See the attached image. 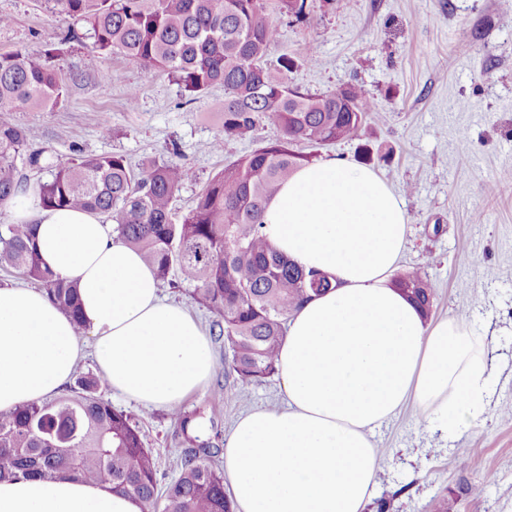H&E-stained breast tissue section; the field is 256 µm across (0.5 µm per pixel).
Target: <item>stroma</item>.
Here are the masks:
<instances>
[{
    "mask_svg": "<svg viewBox=\"0 0 512 512\" xmlns=\"http://www.w3.org/2000/svg\"><path fill=\"white\" fill-rule=\"evenodd\" d=\"M278 0L266 10L279 27L270 69L291 56L294 83L312 93L360 86L383 113L358 139L303 145L312 159L388 154L375 162L408 216L400 271H424L435 287L433 321L457 318L483 338L494 377L488 410L451 438L414 407L371 431L384 453L374 498L389 512H512V0H306L289 22ZM0 53L38 49L44 34L86 26L51 0H0ZM54 69L66 83L53 109L0 108V121L33 128L32 148L63 160L119 153L132 164L178 159L195 172L173 206L185 212L224 165L278 137L260 123L251 140L225 138L224 89L192 103L164 72L123 55L102 58L90 40L71 43ZM139 90L129 107V87ZM221 150H212L215 140ZM214 382L187 396L182 410L203 411L206 432L226 443L243 413L281 404L280 377L240 382L213 343ZM225 394H218L217 384ZM101 397L140 421L161 483L177 476L185 449L170 410L148 409L101 387Z\"/></svg>",
    "mask_w": 512,
    "mask_h": 512,
    "instance_id": "35a3bbf8",
    "label": "stroma"
}]
</instances>
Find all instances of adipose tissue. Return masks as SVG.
Returning a JSON list of instances; mask_svg holds the SVG:
<instances>
[{"instance_id": "1", "label": "adipose tissue", "mask_w": 512, "mask_h": 512, "mask_svg": "<svg viewBox=\"0 0 512 512\" xmlns=\"http://www.w3.org/2000/svg\"><path fill=\"white\" fill-rule=\"evenodd\" d=\"M42 261L78 288L90 344L38 287L0 286V412L57 395L85 356L113 392L173 409L206 387L209 338L160 295L142 255L114 239L106 216L11 204ZM273 248L332 288L297 309L278 354L286 402L237 422L224 451L235 512H365L376 484L370 432L408 404L444 436L479 416L491 381L482 341L462 321L426 322L396 290L408 218L389 186L341 158L298 166L268 201ZM0 512H142L104 482H0Z\"/></svg>"}]
</instances>
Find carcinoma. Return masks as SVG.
<instances>
[{"label":"carcinoma","mask_w":512,"mask_h":512,"mask_svg":"<svg viewBox=\"0 0 512 512\" xmlns=\"http://www.w3.org/2000/svg\"><path fill=\"white\" fill-rule=\"evenodd\" d=\"M57 9L90 27L93 49L114 53L171 75L190 103L215 86L224 88V136L252 139L256 125L280 131L276 140L224 165L185 213L173 200L192 170L179 162L151 160L132 167L122 154L79 155L66 162L31 149L35 132L0 121V205L27 191L18 164L46 171L34 190L44 209L76 208L106 215L118 239L139 251L160 282L173 271L195 283L192 298L211 312L212 336L231 353L230 368L243 382L278 373V353L288 319L314 294L332 287L323 273L305 272L263 235L266 203L310 156L299 142L330 145L354 140L367 120L383 116L357 85L309 93L293 84V60L274 73L264 63L277 26L263 0H52ZM289 19L305 17L306 0H280ZM75 30L43 38L40 49L0 54V107L53 108L65 86L50 62ZM0 264L40 285L49 299L83 330L77 287L42 262L34 225L8 224L0 232ZM395 286L421 309L433 312L434 286L418 269ZM103 380L80 374L75 384L46 402L0 413V482L20 477L108 482L137 497L142 512H234L224 474L213 458L220 445L201 439L205 416L177 412L187 445L178 475L160 486L151 449L139 422L97 395Z\"/></svg>","instance_id":"obj_1"}]
</instances>
